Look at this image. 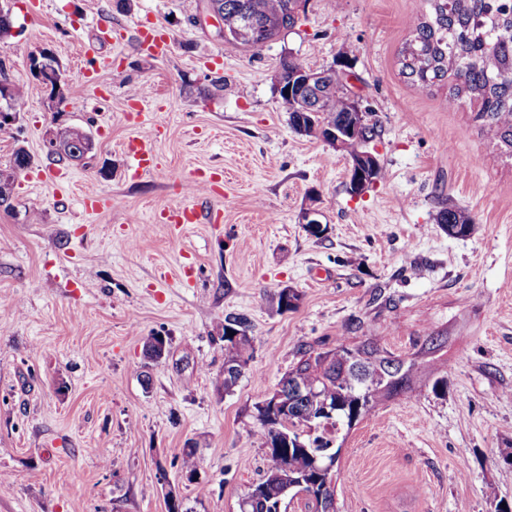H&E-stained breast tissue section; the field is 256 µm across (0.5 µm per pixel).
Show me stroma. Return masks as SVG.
I'll return each mask as SVG.
<instances>
[{
    "mask_svg": "<svg viewBox=\"0 0 512 512\" xmlns=\"http://www.w3.org/2000/svg\"><path fill=\"white\" fill-rule=\"evenodd\" d=\"M9 6L0 58L27 97L0 131V169L19 148L32 163L0 207V512H168L172 498L239 512L269 458L257 404L301 345L366 340L416 358L415 390L336 439V512H491V489L512 502V159L446 86L401 74L425 0H306L257 50L225 44L205 0ZM143 28L170 36L168 56L141 50ZM42 49L84 108L53 111L30 73ZM288 56L346 73L378 121L381 176L364 193L348 189L346 152L293 129L275 81ZM132 93L160 128L157 169L136 179L122 150ZM72 128L92 140L84 157L48 155ZM52 169L60 187L39 178ZM91 189L110 206L84 212ZM192 201L200 223L168 221ZM445 207L469 212L471 235L440 227ZM285 287L299 299L281 312ZM229 314L249 318L253 351L227 393ZM432 334L444 346L421 354ZM155 335L167 352L150 364Z\"/></svg>",
    "mask_w": 512,
    "mask_h": 512,
    "instance_id": "obj_1",
    "label": "stroma"
}]
</instances>
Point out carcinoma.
<instances>
[{
	"label": "carcinoma",
	"mask_w": 512,
	"mask_h": 512,
	"mask_svg": "<svg viewBox=\"0 0 512 512\" xmlns=\"http://www.w3.org/2000/svg\"><path fill=\"white\" fill-rule=\"evenodd\" d=\"M233 31L249 19L268 42L295 26L290 5L295 0H212ZM430 11L412 25V38L399 52L401 74L420 91L443 81L451 84L449 103L465 97L477 106L474 119L512 158V0H427ZM0 81L9 85L15 111L25 107L24 86L10 81L0 63ZM350 112V93L338 87L321 109L305 114L306 136L326 138L327 128ZM377 126L367 122L350 135L343 151L355 158L362 143L375 140ZM31 164L22 148L14 151L9 168L0 170V184L13 185L22 167ZM439 224L448 235L465 237L472 217L457 208H444ZM237 330L234 339L229 331ZM224 381L230 391L247 369L252 353L250 322L243 315L224 318ZM416 362L382 354L371 343L328 350L304 348L299 360L282 376L288 388L299 379L304 398L288 405L279 423H270L257 410L259 427L253 432L269 450L270 463L262 478L244 497L240 512H270L266 505L282 503L289 492L313 501L321 512L332 507L337 453L333 438L369 414L379 399L414 391Z\"/></svg>",
	"instance_id": "1"
}]
</instances>
